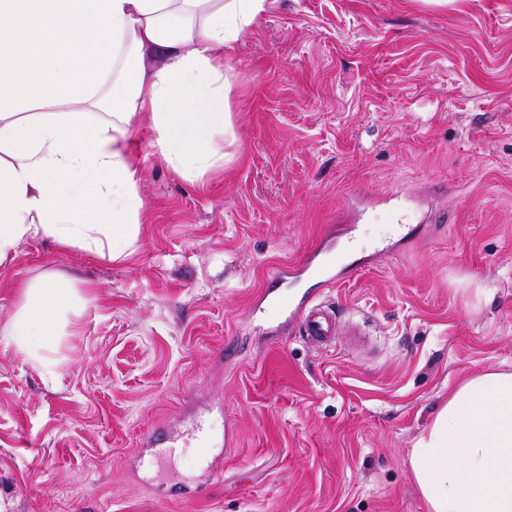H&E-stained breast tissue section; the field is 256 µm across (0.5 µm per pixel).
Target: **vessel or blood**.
I'll return each mask as SVG.
<instances>
[{
  "instance_id": "1",
  "label": "vessel or blood",
  "mask_w": 512,
  "mask_h": 512,
  "mask_svg": "<svg viewBox=\"0 0 512 512\" xmlns=\"http://www.w3.org/2000/svg\"><path fill=\"white\" fill-rule=\"evenodd\" d=\"M363 217L362 210L351 209L342 223L328 225L319 240L299 258L278 266L268 277L269 288L263 289L254 300L252 311H270L277 318L298 328L299 333L310 344L321 347L329 345L336 336V311L328 304L319 302L312 291L288 299L279 296L278 288L291 281H317L337 284L347 276L345 270L332 269L326 257L334 250L356 253V229ZM154 462H162L177 452L172 439L166 433L153 431L142 440Z\"/></svg>"
}]
</instances>
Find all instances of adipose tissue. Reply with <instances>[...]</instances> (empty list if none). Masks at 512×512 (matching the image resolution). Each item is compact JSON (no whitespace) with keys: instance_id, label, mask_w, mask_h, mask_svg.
<instances>
[{"instance_id":"1","label":"adipose tissue","mask_w":512,"mask_h":512,"mask_svg":"<svg viewBox=\"0 0 512 512\" xmlns=\"http://www.w3.org/2000/svg\"><path fill=\"white\" fill-rule=\"evenodd\" d=\"M279 0H0V260L44 236L99 260L139 235L140 175L126 152L147 123L178 172L224 165L226 56ZM217 83L210 96L198 86ZM50 99L66 112H41ZM78 282L19 285L0 340L54 378L60 318ZM410 467L426 512H512V372L467 378L416 442Z\"/></svg>"}]
</instances>
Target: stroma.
I'll return each instance as SVG.
<instances>
[{"label": "stroma", "instance_id": "1", "mask_svg": "<svg viewBox=\"0 0 512 512\" xmlns=\"http://www.w3.org/2000/svg\"><path fill=\"white\" fill-rule=\"evenodd\" d=\"M230 59L224 167L180 174L134 123L130 256L0 262V327L19 283H87L55 380L0 343V512H425L415 443L463 378L512 370V0H281ZM353 194L361 246L419 235L322 288L335 344L249 319ZM142 446L149 449V455L153 457L154 463L159 465L163 460L171 456H175L177 448L173 445V441L170 436L166 433L154 430L142 441Z\"/></svg>", "mask_w": 512, "mask_h": 512}]
</instances>
